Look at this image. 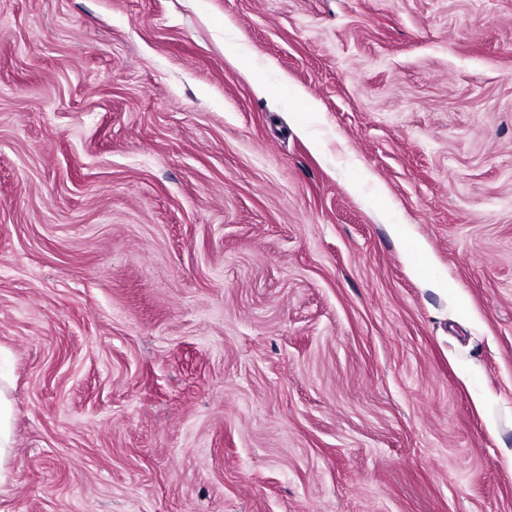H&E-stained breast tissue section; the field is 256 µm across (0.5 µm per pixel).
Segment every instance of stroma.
<instances>
[{
	"label": "stroma",
	"mask_w": 512,
	"mask_h": 512,
	"mask_svg": "<svg viewBox=\"0 0 512 512\" xmlns=\"http://www.w3.org/2000/svg\"><path fill=\"white\" fill-rule=\"evenodd\" d=\"M0 512H512V0H0ZM13 444V429L10 421L9 401L0 387V462Z\"/></svg>",
	"instance_id": "obj_1"
}]
</instances>
